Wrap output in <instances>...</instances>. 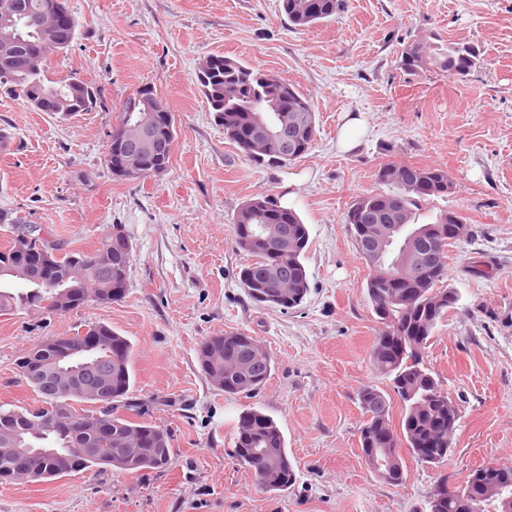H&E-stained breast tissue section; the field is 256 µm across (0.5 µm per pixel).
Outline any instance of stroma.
<instances>
[{
    "mask_svg": "<svg viewBox=\"0 0 512 512\" xmlns=\"http://www.w3.org/2000/svg\"><path fill=\"white\" fill-rule=\"evenodd\" d=\"M79 35L52 55L55 76L100 86L102 108L37 112L0 90V209L28 216L66 249L90 251L113 225L133 244L129 288L111 304L64 315L0 316V404H33L17 359L51 336L105 323L134 344L128 396L167 428L172 457L142 475L85 471L0 484V512H429L438 479L512 464V0H345L344 11L294 28L280 0H67ZM463 41L481 63L467 75L400 64L412 42ZM224 54L279 75L310 99L316 139L281 167L255 164L226 140L197 83ZM149 85L175 116L171 165L159 177L116 180L103 154L118 108ZM362 115L359 147L339 149L347 114ZM447 170L455 193L423 204L416 221L463 215L448 250L459 300L428 342L425 361L459 408L440 467L407 459L393 486L365 466L357 395L389 390L374 366L380 325L365 292L369 269L344 216L383 191L381 165ZM290 201L310 234V293L297 308L255 305L240 281L250 261L231 219L256 195ZM228 331L256 337L274 359L253 396L216 390L198 368L199 343ZM258 406L280 425L298 481L262 492L226 454L238 416Z\"/></svg>",
    "mask_w": 512,
    "mask_h": 512,
    "instance_id": "obj_1",
    "label": "stroma"
}]
</instances>
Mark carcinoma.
<instances>
[{
  "label": "carcinoma",
  "instance_id": "obj_1",
  "mask_svg": "<svg viewBox=\"0 0 512 512\" xmlns=\"http://www.w3.org/2000/svg\"><path fill=\"white\" fill-rule=\"evenodd\" d=\"M14 13L25 23L19 36L0 38V89L21 97L26 103L41 90L59 87L70 91L73 76L53 78L46 64L56 53L48 45H34L33 33L49 0H11ZM344 9V0H318V8L309 11V0H281V11L298 29L336 18ZM210 71L198 77L215 123L224 129V138L234 143L249 159L259 164L279 166L287 159L281 144L262 133V114L251 109L267 99L284 108L281 121L294 138L296 158L308 153L316 137V112L311 101L285 80L258 81L261 70L234 58L214 56ZM405 70L415 72L429 65L450 76L465 75L480 63L479 50L469 43L433 45L416 42L401 52ZM79 99L83 111L103 104L101 90L91 81H83ZM176 138L175 125L163 132L162 149L148 157L141 179L157 176L156 170H168L171 149ZM380 182L392 187L385 193L358 197L346 212L357 251L370 267L366 294L372 311L382 325L372 351L377 369L391 382L392 394L366 385L358 392L363 415L359 444L367 468L383 482L399 486L405 482L404 455L437 466L448 458L458 421V409L448 397L440 380L425 366L424 354L435 329L459 297L444 286L448 278V221L455 220L456 238L462 237L463 217L444 212L429 224L415 223L414 209L434 196L456 191L448 171L439 167H420L409 163H385L377 173ZM0 224L10 233L8 245L0 247V268L18 266L25 260L17 248L19 236L28 233L26 248L43 255L49 270L29 266L23 275L0 276V315L20 309L65 314L92 303L111 302L104 298L100 271L88 262L82 251L61 252L58 244L40 235L42 228L15 212L0 211ZM234 247L252 257L244 266L240 282L249 299L261 306L281 310L300 306L310 291L309 274L304 264L309 246L308 226L295 211L277 203L270 195L246 200L232 217ZM279 228L288 234L289 249L275 252L270 241L257 237L256 230ZM133 245L112 252V272L129 274ZM78 288L81 295L63 309L55 302L53 289L45 286L51 278ZM99 336V356L106 357L112 347L122 350L112 362V378L105 386L110 400L95 393L69 389H47L26 378L39 396L34 408L0 405V448L20 431H26L35 448H55L69 454L67 467L56 470L52 460L43 461L37 472L16 471L10 457L0 455V481L44 480L83 471H115L137 475L162 469L171 455V435L159 426L138 419L141 412L124 403L133 384V344L111 326L95 323L84 334ZM200 371L212 386L228 395H252L269 379L273 368L270 353L254 337L241 332L213 336L197 348ZM402 403L401 428L389 422L391 397ZM87 403L81 412L95 419L99 427L90 432L76 431L67 420L75 405ZM133 412L125 415L119 409ZM139 448L131 459L108 457L106 448ZM77 448H100L96 454L75 452ZM228 455L249 469L256 485L263 491L281 494L293 486L298 473L288 454L283 432L273 417L259 407L243 412L233 434ZM484 467L472 471L463 485L439 489L429 503L430 512H512V503L504 505L501 490L512 492V466L495 465L491 476L482 477ZM486 480L491 492L475 497V483Z\"/></svg>",
  "mask_w": 512,
  "mask_h": 512
}]
</instances>
